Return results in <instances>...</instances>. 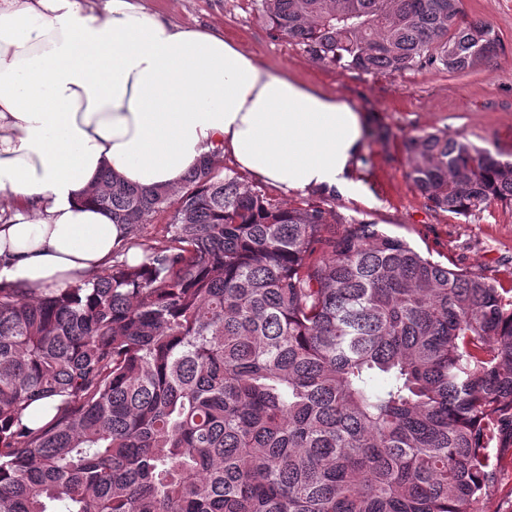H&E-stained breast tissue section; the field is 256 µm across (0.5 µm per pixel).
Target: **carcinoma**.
<instances>
[{
	"instance_id": "cac0c4a2",
	"label": "carcinoma",
	"mask_w": 512,
	"mask_h": 512,
	"mask_svg": "<svg viewBox=\"0 0 512 512\" xmlns=\"http://www.w3.org/2000/svg\"><path fill=\"white\" fill-rule=\"evenodd\" d=\"M271 35L367 74L503 49L463 0H262ZM435 211L512 205V162L409 136ZM139 263L0 285V512H474L512 457V288L204 158L176 190L103 170ZM384 387L372 386L375 378ZM54 400L43 421L28 419Z\"/></svg>"
}]
</instances>
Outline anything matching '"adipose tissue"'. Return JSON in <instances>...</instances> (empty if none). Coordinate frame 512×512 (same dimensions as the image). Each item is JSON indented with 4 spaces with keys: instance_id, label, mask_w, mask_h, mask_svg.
Here are the masks:
<instances>
[{
    "instance_id": "1",
    "label": "adipose tissue",
    "mask_w": 512,
    "mask_h": 512,
    "mask_svg": "<svg viewBox=\"0 0 512 512\" xmlns=\"http://www.w3.org/2000/svg\"><path fill=\"white\" fill-rule=\"evenodd\" d=\"M363 125L141 0H0V284L63 288L111 261L131 230L85 199L103 168L176 189L215 153L287 192L353 195Z\"/></svg>"
}]
</instances>
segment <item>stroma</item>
Segmentation results:
<instances>
[{
  "label": "stroma",
  "mask_w": 512,
  "mask_h": 512,
  "mask_svg": "<svg viewBox=\"0 0 512 512\" xmlns=\"http://www.w3.org/2000/svg\"><path fill=\"white\" fill-rule=\"evenodd\" d=\"M144 3L177 23L223 32L274 71L336 96L366 112L370 127L386 130L385 139L371 134L364 139V160L352 174L360 197L287 194L270 185L267 194L287 203L322 205L343 222L378 225L442 265L512 285V206L493 204L466 218L430 209L406 176L409 159L403 148L407 135L439 129L512 157V0H463L469 16L490 22L501 36L503 50L490 64L462 73L426 68L395 76L312 61L299 47L270 35L261 0Z\"/></svg>",
  "instance_id": "stroma-1"
}]
</instances>
